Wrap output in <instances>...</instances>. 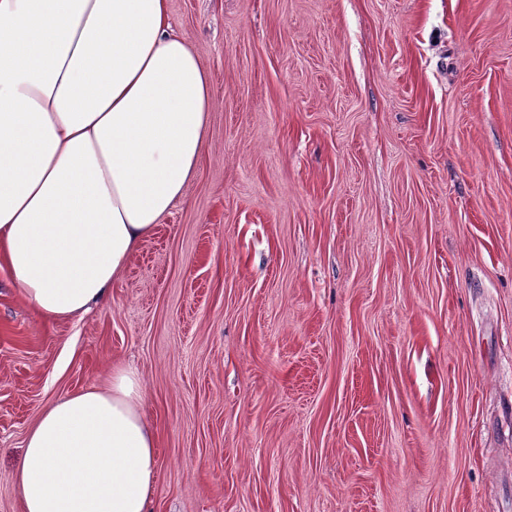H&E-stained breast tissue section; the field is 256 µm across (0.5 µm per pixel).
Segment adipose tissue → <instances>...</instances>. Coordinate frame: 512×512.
I'll return each mask as SVG.
<instances>
[{
    "instance_id": "1",
    "label": "adipose tissue",
    "mask_w": 512,
    "mask_h": 512,
    "mask_svg": "<svg viewBox=\"0 0 512 512\" xmlns=\"http://www.w3.org/2000/svg\"><path fill=\"white\" fill-rule=\"evenodd\" d=\"M168 0H0V261L42 318L104 304L184 199L211 110ZM158 441L137 376L51 401L15 481L23 512H149Z\"/></svg>"
}]
</instances>
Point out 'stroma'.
<instances>
[{"instance_id": "obj_1", "label": "stroma", "mask_w": 512, "mask_h": 512, "mask_svg": "<svg viewBox=\"0 0 512 512\" xmlns=\"http://www.w3.org/2000/svg\"><path fill=\"white\" fill-rule=\"evenodd\" d=\"M201 164L109 300L0 268V512L50 401L137 372L153 512H512V0H168Z\"/></svg>"}]
</instances>
